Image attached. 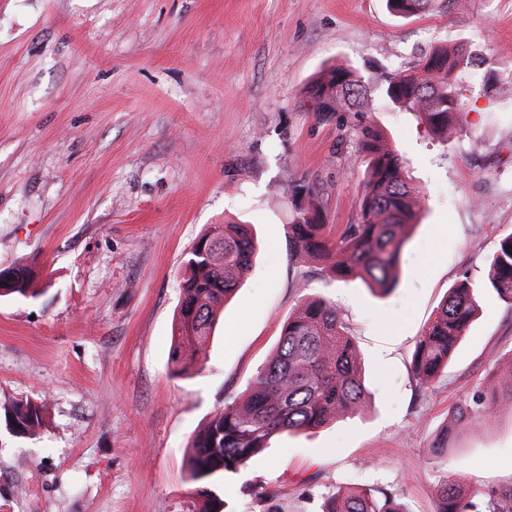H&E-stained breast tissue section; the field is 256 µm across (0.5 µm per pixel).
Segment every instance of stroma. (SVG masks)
Segmentation results:
<instances>
[{"mask_svg":"<svg viewBox=\"0 0 512 512\" xmlns=\"http://www.w3.org/2000/svg\"><path fill=\"white\" fill-rule=\"evenodd\" d=\"M460 41L512 77V0H430L405 19L385 0H0V269L34 266L41 291L0 301V405H45L39 439L0 427V512H198L192 437L244 396L305 296L336 304L370 395L226 479V512H321L340 485L433 512L445 478L479 512L499 502L512 411L446 427L475 391L512 383V304L486 297L430 385L412 359L449 289L485 279L512 232V95L488 100L462 73L472 106L444 134L385 96L387 76ZM338 64L363 75L372 112L303 106ZM361 118L424 201L386 296L288 250L298 183L327 224L357 222L364 163L340 134ZM214 224L254 225L260 252L205 361L177 376L184 261Z\"/></svg>","mask_w":512,"mask_h":512,"instance_id":"35a3bbf8","label":"stroma"}]
</instances>
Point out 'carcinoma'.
<instances>
[{
  "mask_svg": "<svg viewBox=\"0 0 512 512\" xmlns=\"http://www.w3.org/2000/svg\"><path fill=\"white\" fill-rule=\"evenodd\" d=\"M431 0H387L396 16L408 18ZM471 54L463 42L437 46L414 66L387 80L386 97L399 109L415 112L433 129L444 132L456 115L468 110L456 69L467 67ZM313 111L369 112L368 84L355 70L336 65L306 88ZM353 137L368 156L363 190L357 201L358 220L336 233L327 232L325 217L302 184L295 194L308 197L295 207L288 225L292 255L325 264L347 281L359 280L381 295L398 281L406 229L422 208V198L409 184L404 161L370 124L352 126ZM256 237L246 224H214L200 235L186 260L181 300L176 315L171 362L184 374L203 357L228 300L252 270ZM37 273L27 265L0 270V298L39 296L32 288ZM493 293L512 301V233L498 241L486 281L464 277L449 289L434 320L420 336L413 355L414 375L422 385L432 383L448 367L483 298ZM368 391L361 377V360L353 337L336 305L323 298H304L282 326L274 355L249 383L246 395L218 409L199 430L187 454L186 469L196 484L199 512H223L224 500L215 488L261 455L273 437L317 430L341 413H354ZM497 388L477 391L472 402L449 413L452 426L467 430L499 408ZM0 420L29 439L41 434L42 407L30 400L0 407ZM323 512H404L386 492L361 486L339 487L328 495ZM434 512H478L465 500L455 481L440 484Z\"/></svg>",
  "mask_w": 512,
  "mask_h": 512,
  "instance_id": "obj_1",
  "label": "carcinoma"
}]
</instances>
